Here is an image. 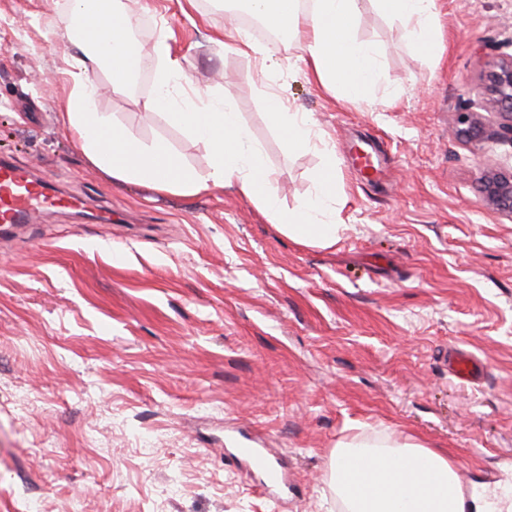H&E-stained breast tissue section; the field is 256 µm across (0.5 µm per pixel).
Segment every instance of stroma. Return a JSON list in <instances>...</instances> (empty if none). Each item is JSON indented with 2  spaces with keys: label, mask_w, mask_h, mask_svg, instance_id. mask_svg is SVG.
Listing matches in <instances>:
<instances>
[{
  "label": "stroma",
  "mask_w": 512,
  "mask_h": 512,
  "mask_svg": "<svg viewBox=\"0 0 512 512\" xmlns=\"http://www.w3.org/2000/svg\"><path fill=\"white\" fill-rule=\"evenodd\" d=\"M171 32L191 87L232 98L262 144L283 210L313 191L323 156L289 149L265 89L307 113L336 158L333 246L294 242L233 188L159 194L92 165L59 111L72 86L56 31L67 0H0V155L87 202L22 224L0 243V512H343L329 457L354 429L448 449L465 493L512 489V218L486 204L485 160L512 163L482 109L487 61L512 53V0H438L432 42L361 0L356 36L379 78L343 100L278 46L261 73L214 44L223 9L121 0ZM99 111L162 140L197 172L208 152L113 94ZM488 133L452 134L464 103ZM354 140L387 159L364 179ZM116 213L109 224L99 212ZM462 348L484 375L448 370ZM267 449L283 474L262 492L235 458Z\"/></svg>",
  "instance_id": "stroma-1"
}]
</instances>
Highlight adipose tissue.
Here are the masks:
<instances>
[{
  "mask_svg": "<svg viewBox=\"0 0 512 512\" xmlns=\"http://www.w3.org/2000/svg\"><path fill=\"white\" fill-rule=\"evenodd\" d=\"M375 3L382 13L407 21L413 40L426 43L434 27L436 0ZM246 5L269 27L288 32L313 80L340 89L344 100L363 99L376 82L375 52L355 34L358 0H311L307 11L300 0H246ZM70 12L81 27L56 34L66 48L72 77L60 118L93 165L118 181L165 193L196 194L231 185L295 242L317 247L335 243L339 226L334 204L341 191L335 160H328L314 193L295 212L282 211L264 149L241 122L231 98L199 94L182 102L176 99L175 90L185 77L167 34H159L147 49L132 44V21L117 0H70ZM147 63L155 68L156 89L143 100V108L163 112L171 125L208 150L206 174L187 167L166 142L144 141L109 113L98 111V92L89 72H104L113 93L125 95ZM266 103L290 147L327 152L309 115L291 111L271 93ZM328 481L345 512H471L473 507L448 451L426 447L411 437L400 440L383 432H362L340 439L330 454Z\"/></svg>",
  "mask_w": 512,
  "mask_h": 512,
  "instance_id": "1",
  "label": "adipose tissue"
}]
</instances>
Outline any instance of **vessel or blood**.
Listing matches in <instances>:
<instances>
[{"label": "vessel or blood", "instance_id": "1", "mask_svg": "<svg viewBox=\"0 0 512 512\" xmlns=\"http://www.w3.org/2000/svg\"><path fill=\"white\" fill-rule=\"evenodd\" d=\"M82 204L81 198L54 189L30 171L10 160L0 159V224H26L46 211L66 212ZM448 370L459 379L475 381L480 378L483 367L471 354L456 349L448 355ZM236 454L250 461L253 470L261 475L264 487L280 483L281 476L264 449L241 447Z\"/></svg>", "mask_w": 512, "mask_h": 512}]
</instances>
